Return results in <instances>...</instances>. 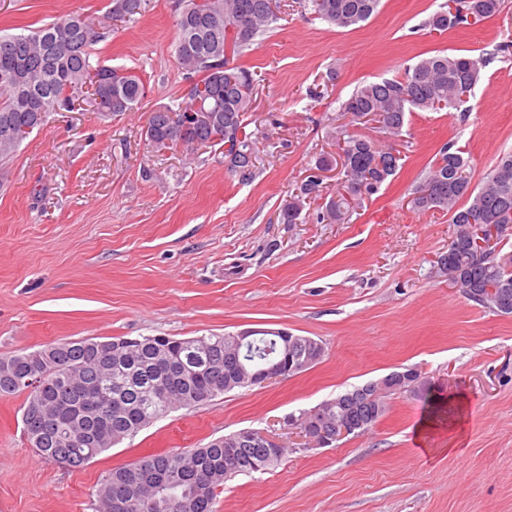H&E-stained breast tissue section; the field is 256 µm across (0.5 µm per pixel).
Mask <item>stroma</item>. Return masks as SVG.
<instances>
[{
	"instance_id": "stroma-1",
	"label": "stroma",
	"mask_w": 512,
	"mask_h": 512,
	"mask_svg": "<svg viewBox=\"0 0 512 512\" xmlns=\"http://www.w3.org/2000/svg\"><path fill=\"white\" fill-rule=\"evenodd\" d=\"M442 2L382 0L351 29L281 0L278 28L239 59L257 81L248 183L226 171L223 146L188 157L145 139L150 112L190 84L173 52L175 0H146L138 23L105 29L97 57L139 75L147 96L105 120L51 115L0 161V356L63 339L245 329L314 337L325 356L293 377L170 412L79 469L39 457L23 432L24 395L1 398L0 512H96L108 470L243 428L276 437L284 456L267 473L226 481L217 512H512V316L436 275L449 215L410 204L443 145L469 153L476 186L512 153V0L440 34L425 22ZM106 5L0 0V34L68 14L100 18ZM440 52L485 61L466 110L413 113L391 181L349 223L318 221L339 189L337 168L316 160L336 151L341 103ZM311 175L320 198L303 223H282ZM404 366L424 386L391 395L364 434L322 448L283 424ZM438 393L451 411L434 427Z\"/></svg>"
}]
</instances>
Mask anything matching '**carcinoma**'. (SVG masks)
<instances>
[{"instance_id": "1", "label": "carcinoma", "mask_w": 512, "mask_h": 512, "mask_svg": "<svg viewBox=\"0 0 512 512\" xmlns=\"http://www.w3.org/2000/svg\"><path fill=\"white\" fill-rule=\"evenodd\" d=\"M321 19L340 28L370 19L381 0H310ZM455 12L443 8L424 23L445 32L467 22L470 14H496L500 0H455ZM144 0H109L106 19L126 26L138 22ZM282 19L277 0H178L176 61L193 74L192 92L175 107L150 113L145 130L157 150L196 145L224 146V168L249 182L255 177L253 141L244 133L255 79L236 63L256 38ZM100 38L95 21L81 14L52 21L29 33L0 34V158L9 157L52 112H73L85 103L103 118L129 112L146 96L141 78L124 68L94 58ZM483 59L464 55H432L405 69L398 79H383L357 88L341 105L351 123L377 124L384 144L334 131L341 158V191L326 206L328 219L343 223L364 200L396 174L400 155L394 142L407 115L460 108L480 79ZM465 152L443 146L414 189L411 204L419 212L442 210L453 231L448 251L439 255L437 275L475 304L490 309L486 288L505 284L512 302V252H502L505 232L498 231L493 256L479 259L470 249L472 224H500L512 218V153L503 155L472 187ZM320 183L309 177L281 209L285 224L301 216L318 196ZM305 337L294 349V363L282 377L315 365ZM227 335L175 338L167 335L110 340H62L40 349L0 356V398L27 393L23 405L24 434L36 453L77 469L123 439L136 436L165 414L192 408L228 392L224 378L235 371ZM376 386L370 381L318 405L323 421L353 422L378 403L376 424L387 411V397L369 401L350 396ZM55 420L51 432L36 419ZM282 448H258L230 434L194 448L138 459L106 473L97 490V512H216L224 482L278 465Z\"/></svg>"}]
</instances>
